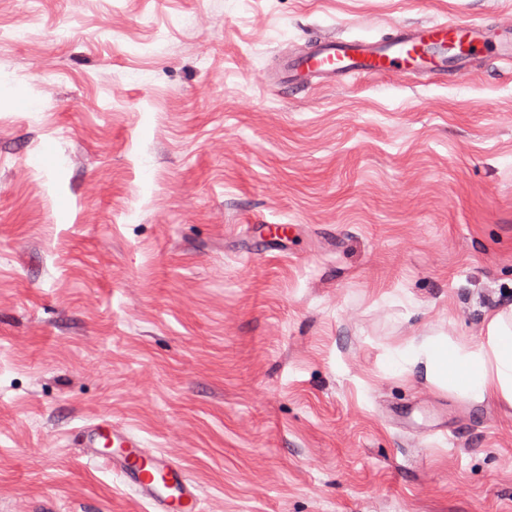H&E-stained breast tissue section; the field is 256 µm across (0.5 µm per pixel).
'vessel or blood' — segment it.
Listing matches in <instances>:
<instances>
[{"mask_svg": "<svg viewBox=\"0 0 512 512\" xmlns=\"http://www.w3.org/2000/svg\"><path fill=\"white\" fill-rule=\"evenodd\" d=\"M493 52L512 56V29L496 34L476 23L441 22L400 27L374 42H314L306 54L285 58L278 77L291 79L296 87L313 79L336 85L360 74L404 75L423 58L434 78L444 83L449 68L464 71L475 59ZM71 439L135 488L151 512H200V496L183 468L109 417L77 427Z\"/></svg>", "mask_w": 512, "mask_h": 512, "instance_id": "vessel-or-blood-1", "label": "vessel or blood"}]
</instances>
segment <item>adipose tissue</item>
Here are the masks:
<instances>
[{"label": "adipose tissue", "mask_w": 512, "mask_h": 512, "mask_svg": "<svg viewBox=\"0 0 512 512\" xmlns=\"http://www.w3.org/2000/svg\"><path fill=\"white\" fill-rule=\"evenodd\" d=\"M422 362L426 378L465 398L503 400L512 404V306L488 316L486 339L472 345L429 339L418 351L392 355L390 366Z\"/></svg>", "instance_id": "ef3b65f1"}]
</instances>
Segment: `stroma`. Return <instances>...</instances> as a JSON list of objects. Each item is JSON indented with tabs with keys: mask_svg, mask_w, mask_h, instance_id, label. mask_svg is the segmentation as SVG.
<instances>
[{
	"mask_svg": "<svg viewBox=\"0 0 512 512\" xmlns=\"http://www.w3.org/2000/svg\"><path fill=\"white\" fill-rule=\"evenodd\" d=\"M512 0H0V512H512V405L389 356L512 304V59L302 92L313 41ZM52 164H44V155ZM71 440L135 488L152 512H200L197 488L183 468L109 417L73 430ZM101 448H113L104 451Z\"/></svg>",
	"mask_w": 512,
	"mask_h": 512,
	"instance_id": "1",
	"label": "stroma"
}]
</instances>
